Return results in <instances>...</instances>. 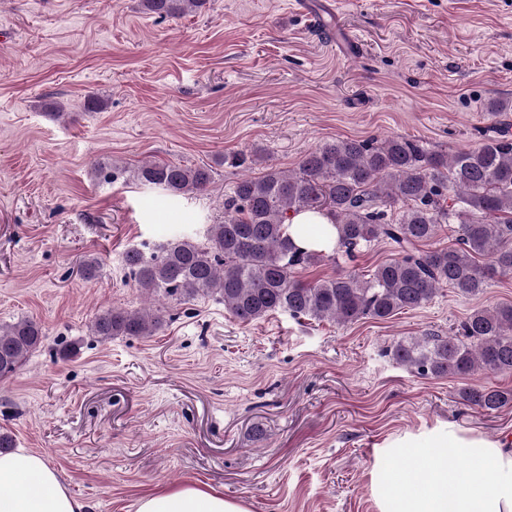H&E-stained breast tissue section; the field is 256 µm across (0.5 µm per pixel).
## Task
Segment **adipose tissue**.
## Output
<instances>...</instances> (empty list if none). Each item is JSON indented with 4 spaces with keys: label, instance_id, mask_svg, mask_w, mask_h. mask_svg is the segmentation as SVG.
<instances>
[{
    "label": "adipose tissue",
    "instance_id": "obj_1",
    "mask_svg": "<svg viewBox=\"0 0 512 512\" xmlns=\"http://www.w3.org/2000/svg\"><path fill=\"white\" fill-rule=\"evenodd\" d=\"M461 468L448 465L449 457ZM379 512H512V449L456 427L407 435L373 471ZM56 469L25 448L0 455V512H84ZM136 512H248L210 487L186 484L139 498Z\"/></svg>",
    "mask_w": 512,
    "mask_h": 512
}]
</instances>
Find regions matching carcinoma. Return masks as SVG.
Segmentation results:
<instances>
[{
	"label": "carcinoma",
	"mask_w": 512,
	"mask_h": 512,
	"mask_svg": "<svg viewBox=\"0 0 512 512\" xmlns=\"http://www.w3.org/2000/svg\"><path fill=\"white\" fill-rule=\"evenodd\" d=\"M208 0H140L161 19L206 8ZM138 182L174 201L203 191L210 170L166 162L139 166ZM300 212L328 216L337 241L328 252L302 248L288 233ZM455 244L428 247L441 225ZM387 241L397 256L369 274L337 270L312 282L295 270L353 261ZM130 278L154 301L176 304L215 296L239 322L284 311L295 319L348 325L415 310L451 288L466 297L494 280L512 278V136L501 133L450 155L406 137L328 141L306 153L297 169L268 167L240 178L224 202V222L204 240L179 234L149 250L127 251ZM162 310L110 309L90 332L103 341L152 336ZM37 321L0 323V379L14 376L43 344ZM394 360L422 378H466L478 371L512 374V304L477 307L448 334L427 331L396 343ZM462 399L485 411L512 403V391L465 388Z\"/></svg>",
	"instance_id": "carcinoma-1"
}]
</instances>
